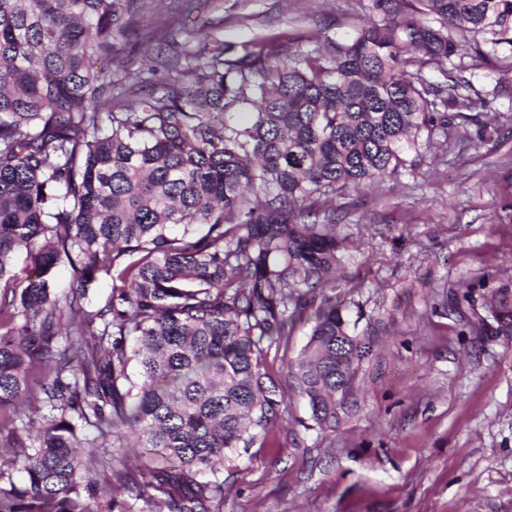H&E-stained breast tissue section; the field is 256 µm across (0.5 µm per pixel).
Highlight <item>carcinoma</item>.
<instances>
[{"label": "carcinoma", "mask_w": 512, "mask_h": 512, "mask_svg": "<svg viewBox=\"0 0 512 512\" xmlns=\"http://www.w3.org/2000/svg\"><path fill=\"white\" fill-rule=\"evenodd\" d=\"M144 7L0 0V512H131L114 479L223 512L224 462L282 418L267 354L304 322L289 368L336 425L372 340L318 200L415 169L484 96L512 97L463 63L512 75V0H367V24L286 59L184 49L115 96L97 62ZM485 309L512 337V280ZM131 447L133 470L112 452Z\"/></svg>", "instance_id": "1"}]
</instances>
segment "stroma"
<instances>
[{"label":"stroma","instance_id":"1","mask_svg":"<svg viewBox=\"0 0 512 512\" xmlns=\"http://www.w3.org/2000/svg\"><path fill=\"white\" fill-rule=\"evenodd\" d=\"M368 19L356 0H150L104 75L153 66L169 26L180 48L220 41L238 57L266 41L284 57ZM477 111L431 165L333 201L357 330L376 340L356 405L336 427L311 420L287 370L307 340L297 328L267 356L284 419L225 464L223 512H512V337L469 330L512 278V100ZM481 122L498 139L481 142ZM471 283L473 303H457Z\"/></svg>","mask_w":512,"mask_h":512}]
</instances>
